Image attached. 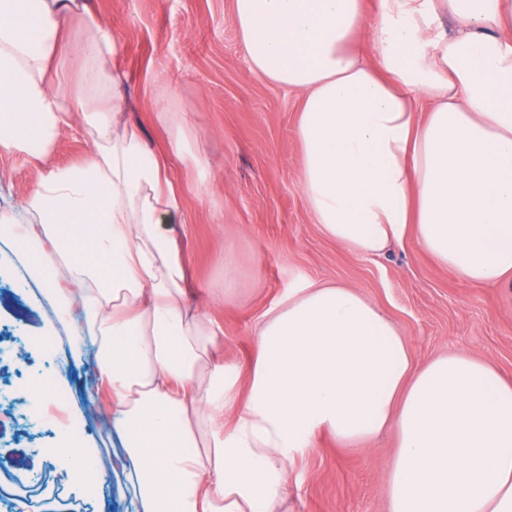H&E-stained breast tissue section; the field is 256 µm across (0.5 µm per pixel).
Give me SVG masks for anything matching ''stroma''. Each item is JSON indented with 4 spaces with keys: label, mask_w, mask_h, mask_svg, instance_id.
<instances>
[{
    "label": "stroma",
    "mask_w": 512,
    "mask_h": 512,
    "mask_svg": "<svg viewBox=\"0 0 512 512\" xmlns=\"http://www.w3.org/2000/svg\"><path fill=\"white\" fill-rule=\"evenodd\" d=\"M119 47L125 74L121 96L126 120L146 147L165 156L182 209L171 227L186 264L191 306L209 305L224 330V357L249 363L263 312L289 289L311 282L360 288L399 328L415 363L437 354L467 351L490 359L512 379V288L468 284L439 265L415 241L385 254L353 255L315 224L301 190L303 150L297 138L299 90L256 76L247 61L233 0H86ZM191 131V151L200 166L172 144L169 117ZM89 150L80 128L61 132L50 155L0 156V214L23 220V207L49 169L78 162ZM234 249L237 264L225 273L223 254ZM20 264L0 243V340L45 335L49 306L36 305L17 288ZM231 298L211 303L216 283ZM49 357L15 347L0 363V385L18 383L44 361L59 363L57 383L67 394V415L86 426V440L102 447L97 465L119 467L123 450L108 392L96 381V364L68 350L64 327L54 332ZM0 433V512L17 501L51 512H129L118 486L85 494L65 485L62 460L51 429L23 430L17 410ZM393 433L368 445L338 447L316 437L289 466L288 512H387V476L395 455Z\"/></svg>",
    "instance_id": "stroma-1"
}]
</instances>
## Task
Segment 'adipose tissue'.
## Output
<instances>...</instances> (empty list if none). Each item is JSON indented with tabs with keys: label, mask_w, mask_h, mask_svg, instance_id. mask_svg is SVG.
Returning <instances> with one entry per match:
<instances>
[{
	"label": "adipose tissue",
	"mask_w": 512,
	"mask_h": 512,
	"mask_svg": "<svg viewBox=\"0 0 512 512\" xmlns=\"http://www.w3.org/2000/svg\"><path fill=\"white\" fill-rule=\"evenodd\" d=\"M233 8L251 71L303 94L301 190L329 238L369 258L412 237L464 282L512 285V0H379L371 16L365 0ZM76 14L78 115L58 55ZM117 55L80 0H0V154L47 156L76 122L91 144L41 176L25 223L0 217V241L72 354L97 349L134 512H286L288 466L317 435L350 448L388 430V512H512V380L464 351L414 365L359 288L291 289L263 313L248 366L218 358L224 331L186 306L166 227L180 197L122 121ZM93 452L60 436L67 484L107 481L85 465Z\"/></svg>",
	"instance_id": "ef3b65f1"
}]
</instances>
